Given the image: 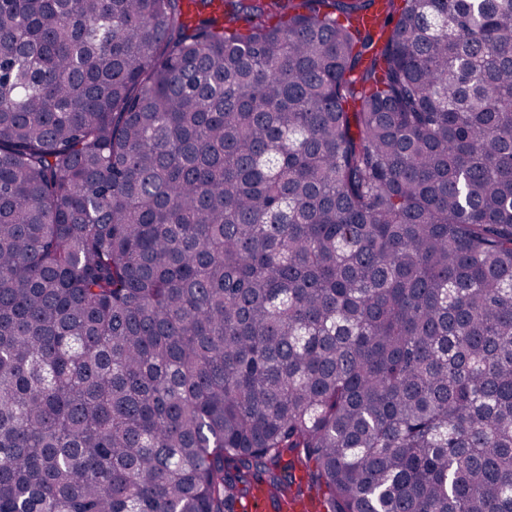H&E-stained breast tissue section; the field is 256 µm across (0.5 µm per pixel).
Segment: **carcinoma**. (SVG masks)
Returning a JSON list of instances; mask_svg holds the SVG:
<instances>
[{"instance_id": "obj_1", "label": "carcinoma", "mask_w": 512, "mask_h": 512, "mask_svg": "<svg viewBox=\"0 0 512 512\" xmlns=\"http://www.w3.org/2000/svg\"><path fill=\"white\" fill-rule=\"evenodd\" d=\"M256 485L512 512V0H0V512Z\"/></svg>"}]
</instances>
